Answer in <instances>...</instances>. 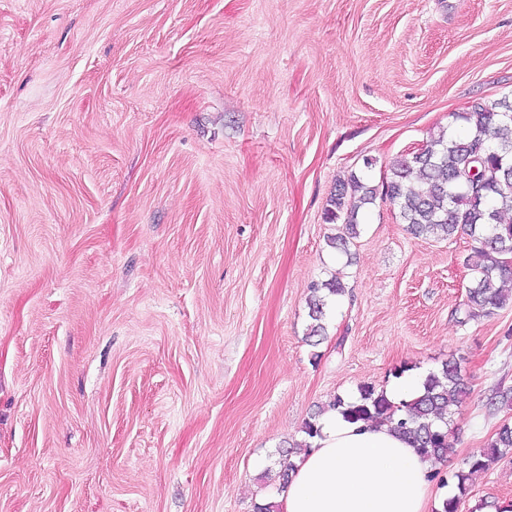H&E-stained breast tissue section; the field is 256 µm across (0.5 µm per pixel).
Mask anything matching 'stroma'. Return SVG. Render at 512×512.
<instances>
[{
    "mask_svg": "<svg viewBox=\"0 0 512 512\" xmlns=\"http://www.w3.org/2000/svg\"><path fill=\"white\" fill-rule=\"evenodd\" d=\"M512 99V0H0V512H254L333 396L462 366L454 452L512 407V306L381 184ZM345 292L307 340L311 283ZM512 500V460L459 512ZM377 191V188L369 186L356 174L336 183L325 207L326 215L332 223L338 224L337 221L342 220L340 233L330 240L332 247L347 252L349 240L359 235V211L375 201Z\"/></svg>",
    "mask_w": 512,
    "mask_h": 512,
    "instance_id": "35a3bbf8",
    "label": "stroma"
}]
</instances>
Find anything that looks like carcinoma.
<instances>
[{
  "label": "carcinoma",
  "mask_w": 512,
  "mask_h": 512,
  "mask_svg": "<svg viewBox=\"0 0 512 512\" xmlns=\"http://www.w3.org/2000/svg\"><path fill=\"white\" fill-rule=\"evenodd\" d=\"M455 120L462 132L442 129L423 148L395 159L381 189L356 174L338 181L325 211L332 223L342 221L340 233L330 240L342 252L359 235V211L378 196L397 208L401 223L416 236L448 239L460 231L467 234L473 245L465 262L471 280L464 316L470 320L490 317L512 304V293L498 285L512 278V264L506 261L512 255V222L504 221L512 213V112L496 103L476 102ZM343 294L344 285L335 276L312 284L308 337L321 335L328 299ZM424 387L419 398L395 405L374 385L365 384L356 400L335 396L326 408L342 409L353 422H393L420 455L445 461L452 450L448 407L465 393L460 364L445 362L426 376ZM508 455L512 456V425L505 422L485 448L448 475L456 494L445 501L443 512H458L469 492L470 476Z\"/></svg>",
  "instance_id": "cac0c4a2"
}]
</instances>
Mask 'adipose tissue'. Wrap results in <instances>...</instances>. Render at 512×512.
I'll list each match as a JSON object with an SVG mask.
<instances>
[{
	"label": "adipose tissue",
	"instance_id": "1",
	"mask_svg": "<svg viewBox=\"0 0 512 512\" xmlns=\"http://www.w3.org/2000/svg\"><path fill=\"white\" fill-rule=\"evenodd\" d=\"M318 424L319 435L276 498L279 512H442L433 461L389 425L353 423L337 410Z\"/></svg>",
	"mask_w": 512,
	"mask_h": 512
}]
</instances>
